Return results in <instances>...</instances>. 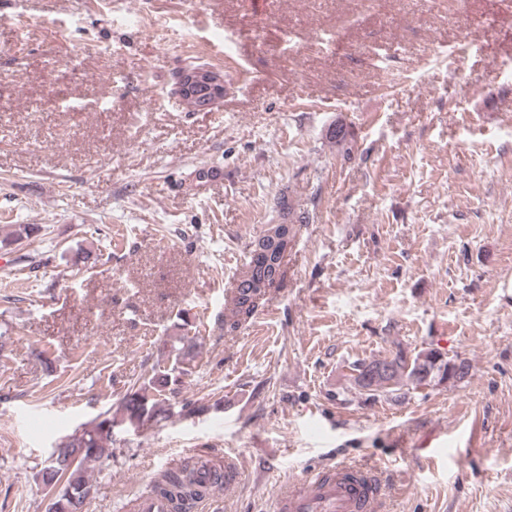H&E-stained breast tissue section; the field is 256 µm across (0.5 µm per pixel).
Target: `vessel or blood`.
Returning a JSON list of instances; mask_svg holds the SVG:
<instances>
[{
  "instance_id": "vessel-or-blood-1",
  "label": "vessel or blood",
  "mask_w": 512,
  "mask_h": 512,
  "mask_svg": "<svg viewBox=\"0 0 512 512\" xmlns=\"http://www.w3.org/2000/svg\"><path fill=\"white\" fill-rule=\"evenodd\" d=\"M198 477L209 493L241 479L236 458L225 456L223 468L199 463ZM278 512H381V487L374 469L347 462L312 469L276 491Z\"/></svg>"
}]
</instances>
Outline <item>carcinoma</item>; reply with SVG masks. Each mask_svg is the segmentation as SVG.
<instances>
[{
    "label": "carcinoma",
    "instance_id": "obj_1",
    "mask_svg": "<svg viewBox=\"0 0 512 512\" xmlns=\"http://www.w3.org/2000/svg\"><path fill=\"white\" fill-rule=\"evenodd\" d=\"M38 228L17 224L10 236L0 241L6 247L31 236ZM258 306L246 310L234 302L231 314L224 317V326L231 330L249 322ZM191 347L174 349L169 367L154 369L142 384L132 386L118 407L122 421L138 427L145 425L161 410L162 396L176 395L188 375L186 359ZM470 365L461 360H448L436 348L426 347L409 357L397 351L384 358L359 361L352 365V380L369 398L380 396L400 397L403 388H417L432 382L461 381L468 376ZM105 418L84 423L71 434L64 436L47 458L42 469V481L52 494L49 512H82L85 499L91 491L87 477L88 465L102 462L111 455L112 409L103 412ZM161 493L169 497L175 512H186V501L195 492L193 470L183 469L164 476L158 485Z\"/></svg>",
    "mask_w": 512,
    "mask_h": 512
}]
</instances>
